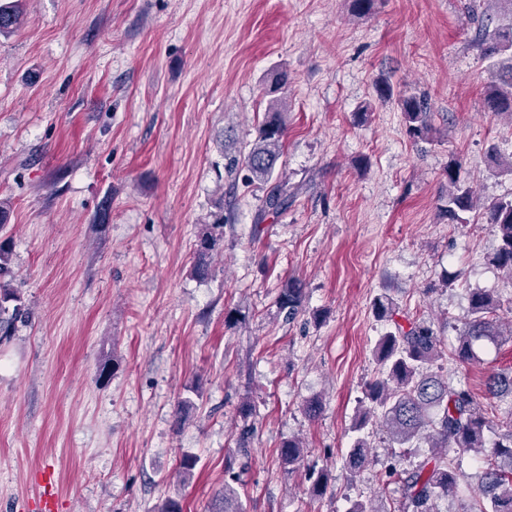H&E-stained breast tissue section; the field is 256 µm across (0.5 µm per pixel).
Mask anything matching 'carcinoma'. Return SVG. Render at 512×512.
I'll return each mask as SVG.
<instances>
[{"instance_id":"obj_1","label":"carcinoma","mask_w":512,"mask_h":512,"mask_svg":"<svg viewBox=\"0 0 512 512\" xmlns=\"http://www.w3.org/2000/svg\"><path fill=\"white\" fill-rule=\"evenodd\" d=\"M503 5L502 17L506 24L491 26L488 19L475 15L477 44L482 56L494 59L508 56V74L500 82H492L484 91L488 111L512 115V0H488ZM24 0H0V35H9L25 22ZM288 72L271 73L269 97L265 116L259 125L258 136L252 147L234 166L244 167V183L266 184L273 180L276 165L283 154L285 133L284 112L288 111ZM398 103L405 116L408 135L414 140L429 138V103L426 98L401 92ZM459 162L448 165V220L466 222L464 215L478 206L472 188L462 184L457 176ZM290 195L282 184L274 185L262 201L259 217L279 214L288 209ZM482 215L497 234L500 245L493 262L512 274V199H497L483 204ZM7 211L0 206V340L14 334L17 323L29 319V309L19 289L9 283L13 277L11 239L1 238L6 229ZM224 216L216 218L199 239L193 270L197 277L209 276L214 252L223 247ZM305 292L300 281L287 280L279 291L276 303L287 322L294 321L303 312ZM501 307L498 296L490 291L475 290L470 295L471 318L459 330L457 346L445 353L442 346V328L426 321L408 320L403 326L396 320L400 313L398 303L387 293L373 301V311L380 320L394 325L376 342L374 355L383 367V377L370 383L366 389L368 403L362 404L356 414L353 429L364 430L378 424L389 435L391 443L401 451H391L394 464L387 477L399 486L401 500L398 512H435L437 500L460 492L457 460L464 454H473L481 464L478 497L469 501L460 512H512V404L501 421L498 438L488 444L486 432L494 423L493 404L480 403L470 390L456 388L441 375L431 371L433 363L449 356L455 363H470L477 359L474 344L488 341L497 344L512 341V321L503 323L497 314ZM487 395L493 399L512 398V373H493L486 380ZM421 440L441 452L426 457L408 467L397 463L405 455L403 449ZM305 446L299 439L282 443L279 455L283 464L298 465L304 457ZM370 443L364 436L357 437L348 449L343 467L347 479L355 481L369 463ZM215 512H246L236 490L224 484L220 507Z\"/></svg>"}]
</instances>
